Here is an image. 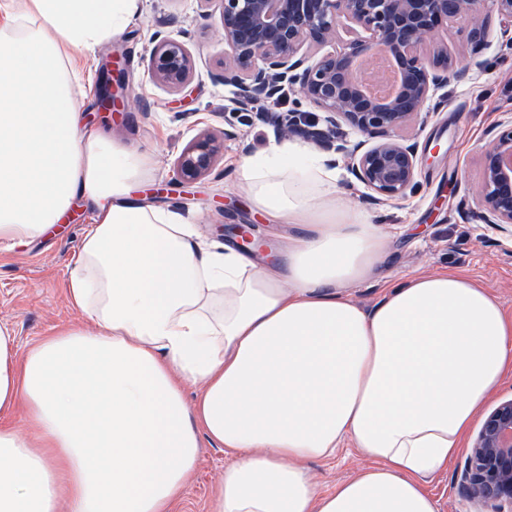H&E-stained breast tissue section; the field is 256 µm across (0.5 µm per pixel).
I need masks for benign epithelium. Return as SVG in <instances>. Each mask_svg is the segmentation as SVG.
Here are the masks:
<instances>
[{
  "instance_id": "obj_1",
  "label": "benign epithelium",
  "mask_w": 512,
  "mask_h": 512,
  "mask_svg": "<svg viewBox=\"0 0 512 512\" xmlns=\"http://www.w3.org/2000/svg\"><path fill=\"white\" fill-rule=\"evenodd\" d=\"M224 44L221 80L238 88L240 110L268 105L283 84L297 86L306 101L325 113L326 129L304 127L305 116L266 118L280 137L303 135L334 152L372 200H402L419 187L417 132L429 114L447 103L448 51L435 41L441 24L468 28L479 42L488 34L486 5L512 28V0H218ZM324 46L332 50L313 61ZM385 56L401 76L400 87L380 99L364 89L360 65ZM154 82L182 89L192 60L186 44L161 39L150 60ZM120 68L107 70L104 104L124 89ZM344 122L364 140L334 144ZM486 152L474 185L477 207L464 213L512 238V119ZM226 132L195 136L174 163L176 179L191 183L208 175L224 155ZM458 489L472 512H512V398L484 418L457 470Z\"/></svg>"
}]
</instances>
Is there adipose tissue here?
I'll return each mask as SVG.
<instances>
[{"instance_id": "ef3b65f1", "label": "adipose tissue", "mask_w": 512, "mask_h": 512, "mask_svg": "<svg viewBox=\"0 0 512 512\" xmlns=\"http://www.w3.org/2000/svg\"><path fill=\"white\" fill-rule=\"evenodd\" d=\"M138 2L0 0V243L89 200L66 294L97 327L20 353L0 326V413L26 426L0 427V512H172L205 441L227 457L212 512H439L429 482L512 371V314L448 271L351 300L388 240L295 144L235 170L255 212L301 230L274 260L133 198L154 158L82 122L75 61ZM346 448L368 466L321 490L312 465Z\"/></svg>"}]
</instances>
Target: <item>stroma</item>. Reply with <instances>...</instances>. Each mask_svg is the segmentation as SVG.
Here are the masks:
<instances>
[{
	"label": "stroma",
	"instance_id": "obj_1",
	"mask_svg": "<svg viewBox=\"0 0 512 512\" xmlns=\"http://www.w3.org/2000/svg\"><path fill=\"white\" fill-rule=\"evenodd\" d=\"M489 27L488 41L481 46L459 26L442 25L436 31L457 75L448 86L447 107L430 114L417 135L421 165L416 194L372 204L344 163L336 165L337 204L369 212L391 242L380 277L350 290L361 305L376 302L386 284L448 268L488 288L512 314V241L488 225L464 220L461 209L462 202L472 198L482 158L491 145L490 130L512 106V45L502 37L497 15H490ZM220 30L217 0H140L139 14L124 35L82 59L85 95L80 110L89 127L153 153L156 174L134 188L143 203L175 208L214 239L218 226L252 224L258 236L275 244L296 234V227L275 226L254 213L233 180L237 160L266 153L279 140L270 125L250 123L230 112L235 88L219 78L224 50ZM164 36L184 41L192 56L191 79L178 91L156 84L150 76L152 49ZM110 54L125 68V90L122 104L104 112L99 107L102 64ZM474 58L485 61V68L465 71ZM207 129L231 131L223 157L201 180L179 182L173 172L176 157ZM92 217L90 204L79 199L67 222L51 235L11 247L0 245V324L12 330L19 351L53 328L85 325V317L67 301L65 284L71 254ZM224 463L223 449L203 444L195 478L174 512H209L211 490L224 474Z\"/></svg>",
	"mask_w": 512,
	"mask_h": 512
}]
</instances>
